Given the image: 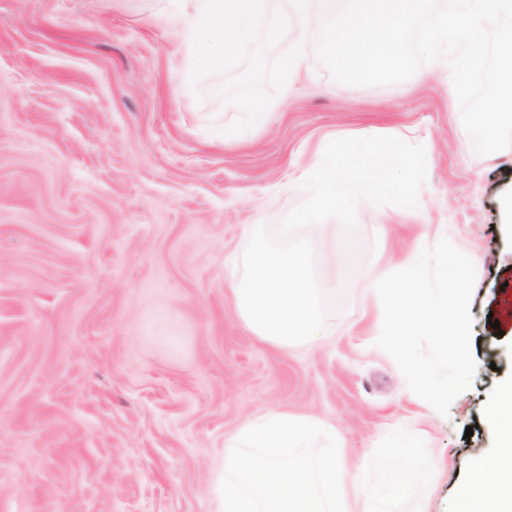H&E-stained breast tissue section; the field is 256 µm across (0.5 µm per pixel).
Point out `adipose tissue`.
Instances as JSON below:
<instances>
[{
    "label": "adipose tissue",
    "mask_w": 512,
    "mask_h": 512,
    "mask_svg": "<svg viewBox=\"0 0 512 512\" xmlns=\"http://www.w3.org/2000/svg\"><path fill=\"white\" fill-rule=\"evenodd\" d=\"M493 414L502 427L504 454L496 467L463 488L460 512H512V387L501 393Z\"/></svg>",
    "instance_id": "ef3b65f1"
}]
</instances>
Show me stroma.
Masks as SVG:
<instances>
[{
    "instance_id": "1",
    "label": "stroma",
    "mask_w": 512,
    "mask_h": 512,
    "mask_svg": "<svg viewBox=\"0 0 512 512\" xmlns=\"http://www.w3.org/2000/svg\"><path fill=\"white\" fill-rule=\"evenodd\" d=\"M161 5L0 0V512H218L224 440L269 408L332 424L360 474L389 434L420 438V501L457 512L498 459L491 408L512 383V148L474 155L447 63L343 85L315 26L289 99L225 141L226 79L191 83ZM368 136L424 146V209L367 202L354 231L315 225L325 326L260 339L232 293L253 231L306 199L296 181L330 141ZM448 235L476 266L478 370L444 416L375 346L364 271Z\"/></svg>"
}]
</instances>
